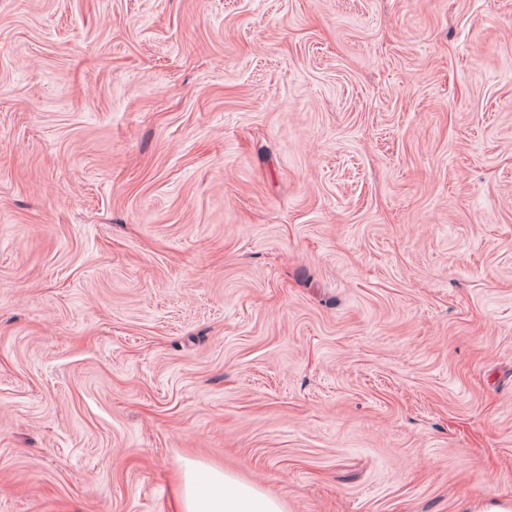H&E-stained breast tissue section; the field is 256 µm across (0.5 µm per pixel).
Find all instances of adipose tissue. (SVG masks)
<instances>
[{
	"label": "adipose tissue",
	"instance_id": "obj_1",
	"mask_svg": "<svg viewBox=\"0 0 512 512\" xmlns=\"http://www.w3.org/2000/svg\"><path fill=\"white\" fill-rule=\"evenodd\" d=\"M180 507L181 512H286L283 502L264 488L203 464L188 466Z\"/></svg>",
	"mask_w": 512,
	"mask_h": 512
}]
</instances>
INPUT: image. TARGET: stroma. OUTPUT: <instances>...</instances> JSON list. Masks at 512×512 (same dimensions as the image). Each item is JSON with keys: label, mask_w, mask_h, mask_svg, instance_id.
I'll list each match as a JSON object with an SVG mask.
<instances>
[{"label": "stroma", "mask_w": 512, "mask_h": 512, "mask_svg": "<svg viewBox=\"0 0 512 512\" xmlns=\"http://www.w3.org/2000/svg\"><path fill=\"white\" fill-rule=\"evenodd\" d=\"M512 500V0H0V512ZM181 512H286L283 502L224 470L188 466L180 493Z\"/></svg>", "instance_id": "stroma-1"}]
</instances>
